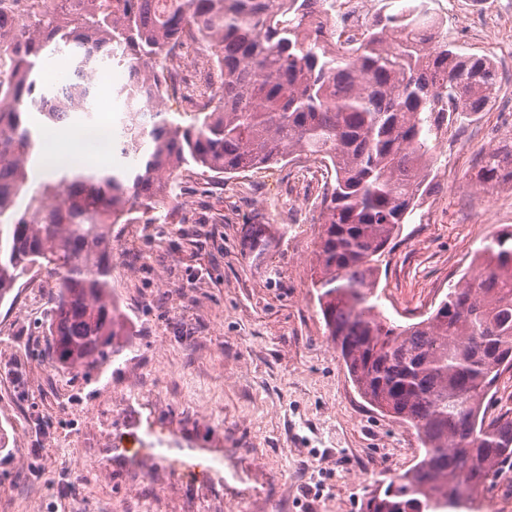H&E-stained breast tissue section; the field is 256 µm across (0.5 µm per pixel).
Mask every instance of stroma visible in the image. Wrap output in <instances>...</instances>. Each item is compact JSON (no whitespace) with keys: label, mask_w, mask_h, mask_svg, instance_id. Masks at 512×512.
<instances>
[{"label":"stroma","mask_w":512,"mask_h":512,"mask_svg":"<svg viewBox=\"0 0 512 512\" xmlns=\"http://www.w3.org/2000/svg\"><path fill=\"white\" fill-rule=\"evenodd\" d=\"M459 52L492 56L512 0H425ZM485 112L442 124L430 187L388 246L377 293L387 316L418 321L470 272L475 250L512 229V186L470 180L512 129V71ZM124 72L95 77L117 122ZM320 184L293 162L221 177L196 170L169 202L180 224H116L112 271L126 334L89 375L43 358L55 277L34 270L0 303V512H360L375 483L413 467L419 443L348 379L312 286ZM283 229L266 263L251 225ZM200 448L194 469L148 465L145 448ZM126 454L102 463V449Z\"/></svg>","instance_id":"obj_1"}]
</instances>
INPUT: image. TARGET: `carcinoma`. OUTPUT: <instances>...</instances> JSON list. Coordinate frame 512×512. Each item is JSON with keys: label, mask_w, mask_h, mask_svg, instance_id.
<instances>
[{"label": "carcinoma", "mask_w": 512, "mask_h": 512, "mask_svg": "<svg viewBox=\"0 0 512 512\" xmlns=\"http://www.w3.org/2000/svg\"><path fill=\"white\" fill-rule=\"evenodd\" d=\"M321 0H0V303L34 269L56 276L46 327L48 359L72 374L112 361L124 335L112 293V225L156 224L190 165L217 174L261 169L293 155L320 162L315 248L320 311L354 387L410 426L423 447L408 471L366 496L361 512H477L473 492L512 471V411L490 416L493 386L512 370V231L477 250L427 317L391 321L374 288L377 262L414 212L434 159L432 127L491 107L492 62L463 55L425 0H403L355 44L327 40L333 4ZM211 53V94L187 126L160 108L167 76L157 61L179 45ZM70 50L62 86L44 91L37 67ZM115 60L131 164L64 170L30 185L42 124L92 112L94 75ZM145 112L149 124L137 122ZM475 184L512 185V145L475 163ZM27 198L17 210L19 196ZM142 217H136V214ZM269 224L253 231L252 261L273 250Z\"/></svg>", "instance_id": "cac0c4a2"}]
</instances>
